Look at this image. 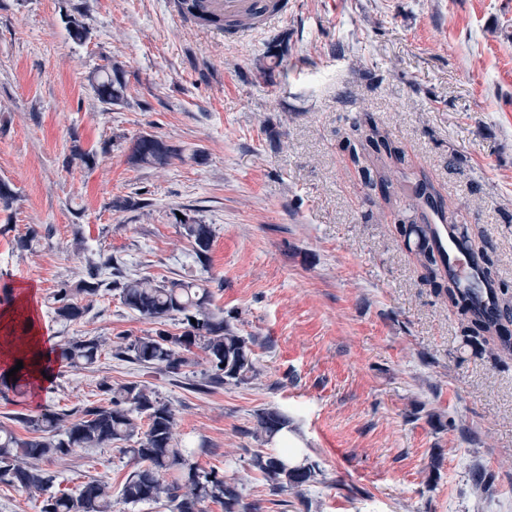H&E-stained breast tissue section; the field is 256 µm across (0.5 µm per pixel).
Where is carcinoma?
<instances>
[{"instance_id":"obj_1","label":"carcinoma","mask_w":512,"mask_h":512,"mask_svg":"<svg viewBox=\"0 0 512 512\" xmlns=\"http://www.w3.org/2000/svg\"><path fill=\"white\" fill-rule=\"evenodd\" d=\"M177 11L200 25L224 27V19L203 11L201 0H175ZM98 100L110 105L124 96L125 84L120 68H104L93 82ZM353 143L350 144L354 161L359 154L371 149L378 155L393 157L398 147L388 136L381 134L371 118L352 121ZM181 150L145 135L133 146L131 160L137 164L163 168ZM199 263L209 260L214 233L212 225L195 220H182ZM458 248L471 256L479 268V282L492 288L496 313L489 316L478 308L481 288H462L453 278L447 284L432 281L438 295H444L458 309L462 336L470 341L478 337L497 338L496 357L512 356V335L503 332L505 322L512 319V295L501 292L493 285L494 262L486 247L476 242L469 225H452ZM399 232L405 239L416 235L417 255L421 265L435 270L443 264L437 245L435 229L430 224H401ZM88 279L75 283L63 281L52 296L56 316L66 322L80 319L86 308L79 298L93 296L103 286L119 291L125 306L149 321L181 319L184 330L174 335L166 330L115 342L112 354L146 369L162 366L177 371L185 364L183 353L194 347L201 348L211 365V382L216 384H248L258 379L260 370L252 357L254 339L239 334L236 327L212 309V292L205 280L168 279L157 281L144 273L128 274L112 258L88 261ZM103 269L110 270L108 282L98 279ZM196 323H191V320ZM101 349L96 338L72 339L60 347V362L71 368L93 365ZM109 395V406H92L81 411L71 421L69 413L45 412L38 416L22 417L20 421L31 436L18 437L8 426L0 423V482L18 483L26 488L47 490L55 476L41 469L38 461L51 456L76 455L86 448L119 447L130 456L135 470L121 489L128 504L161 503L168 512H204L207 500L224 505V512H257V507L243 500L238 484L226 480L215 471L205 472L192 462L191 452L174 443V413L158 400L144 384L123 383L114 386L102 384ZM290 419L281 410L264 409L257 415L254 434L267 442L284 429ZM291 449L283 446L269 452L257 451L250 459L253 469L262 473L270 490L282 494L299 489L314 481L316 467L311 464L292 466L287 458ZM41 512H112L108 487L88 482L76 493L60 491L49 495Z\"/></svg>"}]
</instances>
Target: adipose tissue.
Here are the masks:
<instances>
[{
    "label": "adipose tissue",
    "instance_id": "1",
    "mask_svg": "<svg viewBox=\"0 0 512 512\" xmlns=\"http://www.w3.org/2000/svg\"><path fill=\"white\" fill-rule=\"evenodd\" d=\"M21 304L26 320L23 342H14L9 331L12 314H0V371L17 370L33 391L40 392L47 387V378L57 366V350L53 339L45 336L38 325L30 294H22Z\"/></svg>",
    "mask_w": 512,
    "mask_h": 512
}]
</instances>
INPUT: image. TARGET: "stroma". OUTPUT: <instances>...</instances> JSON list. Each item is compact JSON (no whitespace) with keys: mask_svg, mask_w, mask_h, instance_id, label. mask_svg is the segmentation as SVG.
Returning <instances> with one entry per match:
<instances>
[{"mask_svg":"<svg viewBox=\"0 0 512 512\" xmlns=\"http://www.w3.org/2000/svg\"><path fill=\"white\" fill-rule=\"evenodd\" d=\"M287 2L233 40L182 20L173 0H0V183L16 195L0 202V299L34 289L57 344H102L39 399L0 386V422L26 438L23 418L107 405L101 383L133 381L173 408L199 468L237 479L261 512H512V357L463 340L398 231L419 218L408 187L428 182L512 292V0ZM71 17L85 42L70 39ZM110 65L127 85L112 106L92 90ZM364 113L399 147L405 190L384 193L353 162L350 124ZM143 135L180 157L132 163ZM119 197L141 206L116 210ZM183 214L214 229L208 266ZM109 257L159 281L208 280L214 309L254 338L259 379L207 385L198 348L176 373L116 359V336L156 325L110 289L84 299L80 320H58L61 281ZM264 408L288 412L322 472L303 491L271 495L249 466L270 448L252 435ZM41 466L57 491L107 485L112 512H166L123 501L134 466L117 449ZM476 466L489 489L474 487Z\"/></svg>","mask_w":512,"mask_h":512,"instance_id":"stroma-1","label":"stroma"}]
</instances>
